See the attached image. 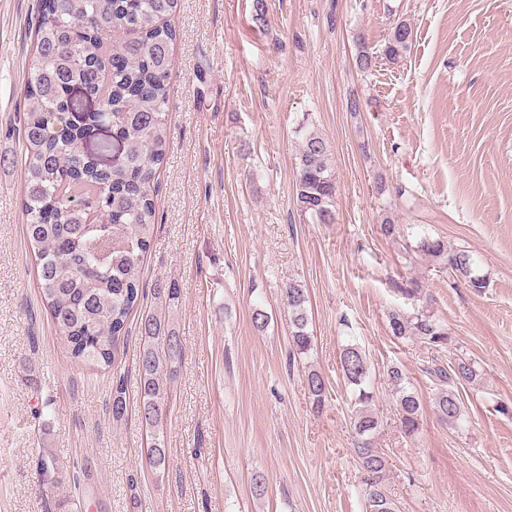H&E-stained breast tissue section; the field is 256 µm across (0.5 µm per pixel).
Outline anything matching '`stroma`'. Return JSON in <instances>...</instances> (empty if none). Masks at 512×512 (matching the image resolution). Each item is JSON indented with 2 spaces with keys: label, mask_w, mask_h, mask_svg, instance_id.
Masks as SVG:
<instances>
[{
  "label": "stroma",
  "mask_w": 512,
  "mask_h": 512,
  "mask_svg": "<svg viewBox=\"0 0 512 512\" xmlns=\"http://www.w3.org/2000/svg\"><path fill=\"white\" fill-rule=\"evenodd\" d=\"M37 0H0V512H365L339 353L366 352L400 512H512V0H179L156 177V223L141 267L153 312L182 342L164 420L169 465L151 468L139 420L140 341L119 361L127 415L113 421L112 375L76 364L56 333L23 237L20 117ZM406 21L409 51L383 50ZM375 55L354 63L358 44ZM357 100L358 112L347 103ZM329 144L336 219L295 206L299 125ZM398 226L382 235L384 219ZM469 250L483 292L416 252L420 236ZM176 285L168 305L156 281ZM309 297L314 347L292 356L280 297ZM422 296L451 350L392 336L389 315ZM269 316L256 330L254 308ZM471 358L461 428L441 423L426 368ZM398 365L424 405L417 439L397 420L385 371ZM327 384L321 410L308 370ZM64 467L42 492L38 452ZM268 492L251 493L254 474Z\"/></svg>",
  "instance_id": "obj_1"
}]
</instances>
